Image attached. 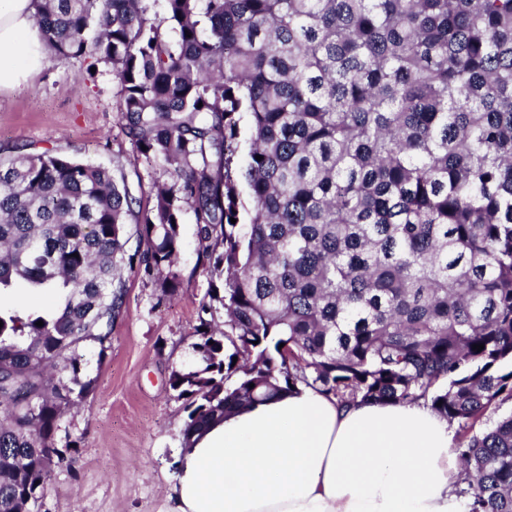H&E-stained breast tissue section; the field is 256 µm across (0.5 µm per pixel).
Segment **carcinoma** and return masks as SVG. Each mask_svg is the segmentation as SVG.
<instances>
[{"mask_svg":"<svg viewBox=\"0 0 512 512\" xmlns=\"http://www.w3.org/2000/svg\"><path fill=\"white\" fill-rule=\"evenodd\" d=\"M166 4L164 28L143 0H35L57 61L112 65L122 131L167 179L147 207L101 166L0 158V295L55 300L0 305V512H39L73 462L59 422L93 388L79 350L112 348L122 267L182 290L185 206L209 288L169 376L184 444L300 386L463 428L512 400V0ZM453 451L464 512H512V414ZM249 127V116L246 113H242L240 115V144L233 164V172L235 173V176L239 175L240 172L244 173L247 166L250 136Z\"/></svg>","mask_w":512,"mask_h":512,"instance_id":"obj_1","label":"carcinoma"}]
</instances>
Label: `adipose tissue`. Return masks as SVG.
<instances>
[{"mask_svg": "<svg viewBox=\"0 0 512 512\" xmlns=\"http://www.w3.org/2000/svg\"><path fill=\"white\" fill-rule=\"evenodd\" d=\"M43 62L33 0H0V91ZM453 446L424 403L343 405L302 387L196 435L170 512H463Z\"/></svg>", "mask_w": 512, "mask_h": 512, "instance_id": "obj_1", "label": "adipose tissue"}]
</instances>
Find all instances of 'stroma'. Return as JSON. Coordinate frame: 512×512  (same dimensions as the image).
<instances>
[{"mask_svg":"<svg viewBox=\"0 0 512 512\" xmlns=\"http://www.w3.org/2000/svg\"><path fill=\"white\" fill-rule=\"evenodd\" d=\"M120 102L110 64L88 55L46 60L27 87L0 92V157L25 146L99 164L150 200L165 174L137 158L121 132ZM180 234L181 294L163 299L153 279L124 272L127 307L107 359L82 349L81 374L94 386L57 434L58 444L76 442L75 461L56 471L39 512H166L185 418L168 377L193 355L196 308L208 288L191 209Z\"/></svg>","mask_w":512,"mask_h":512,"instance_id":"obj_1","label":"stroma"}]
</instances>
